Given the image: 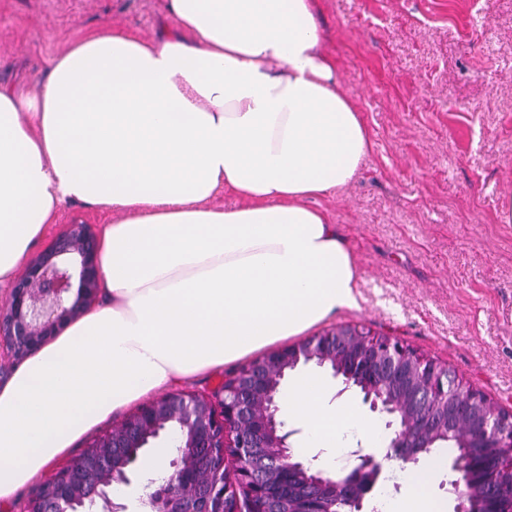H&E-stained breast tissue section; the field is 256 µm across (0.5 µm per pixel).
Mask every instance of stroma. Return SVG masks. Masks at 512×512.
I'll return each instance as SVG.
<instances>
[{"mask_svg": "<svg viewBox=\"0 0 512 512\" xmlns=\"http://www.w3.org/2000/svg\"><path fill=\"white\" fill-rule=\"evenodd\" d=\"M325 48L372 150L317 200L347 239L358 302L324 322L389 336L512 412V0H320ZM165 0H0V85L34 93L48 60L110 24L153 37ZM68 205L40 254L73 221Z\"/></svg>", "mask_w": 512, "mask_h": 512, "instance_id": "1", "label": "stroma"}]
</instances>
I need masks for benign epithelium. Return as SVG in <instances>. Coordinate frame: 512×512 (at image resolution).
Masks as SVG:
<instances>
[{"label": "benign epithelium", "mask_w": 512, "mask_h": 512, "mask_svg": "<svg viewBox=\"0 0 512 512\" xmlns=\"http://www.w3.org/2000/svg\"><path fill=\"white\" fill-rule=\"evenodd\" d=\"M97 254V238L77 222L43 251L0 309V350L20 362L79 318L98 294ZM309 362L352 367L364 401L394 429L385 458L416 464L415 449L454 425L468 448L456 468L468 476L484 470L490 497L512 492V485L498 483L502 470L512 473L511 413L487 401L480 405L476 396L455 399L447 372L424 357L414 362L395 338H368L354 350L332 328L242 367L211 396L177 390L142 405L42 483L24 512H81L87 503L97 512H128L114 490L131 485L130 474L154 451L151 444L172 439L177 451L166 467L175 481L165 479L140 496L144 512H288L290 498L295 512H333L336 493L364 478L376 480L381 463L361 455L336 480L294 458L280 418L282 382ZM449 485L457 512H489L484 500L461 491L459 480Z\"/></svg>", "instance_id": "obj_1"}]
</instances>
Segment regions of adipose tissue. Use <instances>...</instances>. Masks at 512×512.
<instances>
[{"label":"adipose tissue","mask_w":512,"mask_h":512,"mask_svg":"<svg viewBox=\"0 0 512 512\" xmlns=\"http://www.w3.org/2000/svg\"><path fill=\"white\" fill-rule=\"evenodd\" d=\"M370 150L318 0H166L158 37L105 24L52 58L33 96L0 86V284L70 203L114 216L100 301L0 386V501L113 414L355 306L351 249L312 202ZM220 191L237 206H210ZM282 413L307 448L389 438L328 407L311 369ZM447 461L401 470L406 494L385 512H447L429 492Z\"/></svg>","instance_id":"ef3b65f1"}]
</instances>
